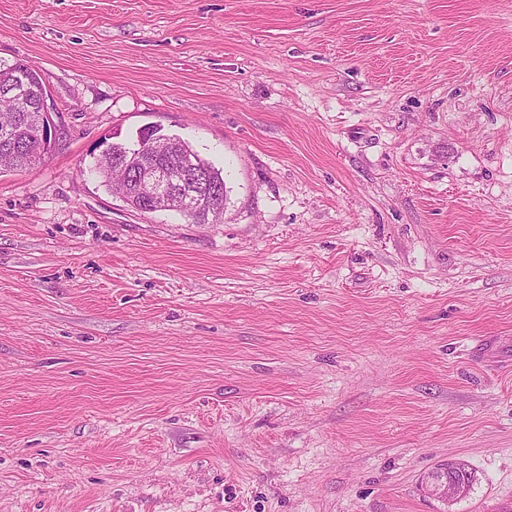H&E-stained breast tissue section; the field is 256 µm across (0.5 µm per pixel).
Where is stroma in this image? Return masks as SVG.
<instances>
[{"instance_id":"stroma-1","label":"stroma","mask_w":512,"mask_h":512,"mask_svg":"<svg viewBox=\"0 0 512 512\" xmlns=\"http://www.w3.org/2000/svg\"><path fill=\"white\" fill-rule=\"evenodd\" d=\"M0 60L57 126L0 173V512H512V0H0ZM150 126L220 223L92 172ZM425 489L437 499L450 505L468 495L469 489L464 481L448 475L440 476L436 481L425 480Z\"/></svg>"}]
</instances>
